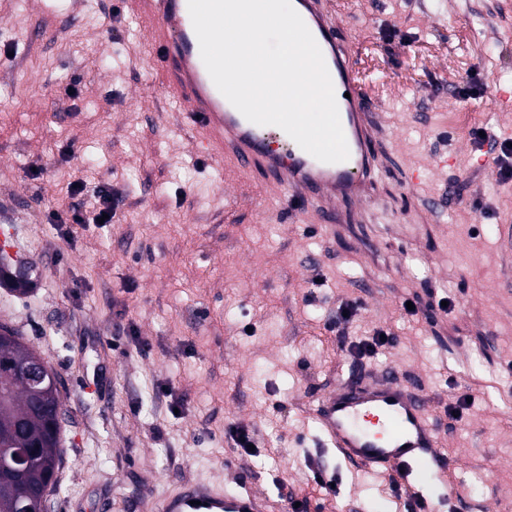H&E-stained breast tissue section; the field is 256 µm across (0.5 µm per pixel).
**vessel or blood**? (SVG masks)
I'll return each mask as SVG.
<instances>
[{"mask_svg": "<svg viewBox=\"0 0 512 512\" xmlns=\"http://www.w3.org/2000/svg\"><path fill=\"white\" fill-rule=\"evenodd\" d=\"M155 29L160 67L183 109L185 122L203 131L214 149L244 171L262 168L290 200L312 197L321 221L338 224L343 200H360L379 169L378 125L372 99L353 77L354 62L336 38L328 0H300V15L318 43L330 73L349 158L324 163L304 150L283 152L258 135L216 88L200 54L187 0H144ZM323 435L345 459L372 471L395 474L408 484L415 467L447 466L434 450L435 431L428 404L392 370L336 386L318 403ZM160 512H272L265 497L249 490H227L204 479L187 480L168 493Z\"/></svg>", "mask_w": 512, "mask_h": 512, "instance_id": "b4317fda", "label": "vessel or blood"}]
</instances>
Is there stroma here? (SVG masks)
Instances as JSON below:
<instances>
[{
    "label": "stroma",
    "instance_id": "35a3bbf8",
    "mask_svg": "<svg viewBox=\"0 0 512 512\" xmlns=\"http://www.w3.org/2000/svg\"><path fill=\"white\" fill-rule=\"evenodd\" d=\"M330 4L379 108L383 167L342 203L348 223L323 226L311 200L203 150L140 0H0V226L32 282L0 287V322L62 382L53 512H152L196 478L301 512H405L390 475L345 459L313 411L351 370L388 367L427 399L450 465L422 467L417 491L437 512H512V185L470 135L512 140L497 95L512 90V0ZM474 73L484 93L462 102ZM102 186L123 198L112 223L65 237L60 216ZM377 329L392 343L358 357ZM232 424L255 453L234 449Z\"/></svg>",
    "mask_w": 512,
    "mask_h": 512
}]
</instances>
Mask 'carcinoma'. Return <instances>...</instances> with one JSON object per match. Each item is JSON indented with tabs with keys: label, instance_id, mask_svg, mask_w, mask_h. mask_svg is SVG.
I'll use <instances>...</instances> for the list:
<instances>
[{
	"label": "carcinoma",
	"instance_id": "obj_1",
	"mask_svg": "<svg viewBox=\"0 0 512 512\" xmlns=\"http://www.w3.org/2000/svg\"><path fill=\"white\" fill-rule=\"evenodd\" d=\"M35 355L37 351L16 328L9 326L7 333L0 332V460L16 448L34 449L22 484L0 482V512H16L20 498L35 488L51 491L55 486L52 478L63 461L60 424L30 410L36 396L50 410L63 406L61 383H46L36 392L18 373Z\"/></svg>",
	"mask_w": 512,
	"mask_h": 512
}]
</instances>
